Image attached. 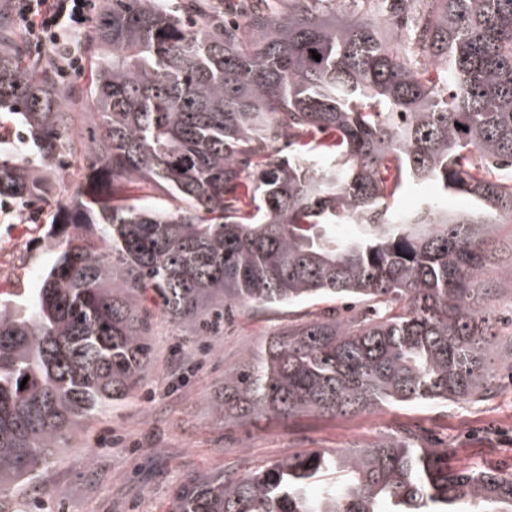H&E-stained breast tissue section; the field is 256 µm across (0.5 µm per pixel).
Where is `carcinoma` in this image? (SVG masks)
Masks as SVG:
<instances>
[{
	"label": "carcinoma",
	"mask_w": 512,
	"mask_h": 512,
	"mask_svg": "<svg viewBox=\"0 0 512 512\" xmlns=\"http://www.w3.org/2000/svg\"><path fill=\"white\" fill-rule=\"evenodd\" d=\"M81 42L67 82L0 14V111L22 140H0V201L50 214L59 248L35 292L0 301V495L136 389L150 303L205 333L233 308L332 302L224 373L215 412L242 424L471 402L492 358L512 368L481 280L512 220L494 173L512 169V0H250L232 20L217 0H105ZM424 182L437 197L396 206ZM147 185L172 203L137 204ZM169 512H512V473L408 434L189 476Z\"/></svg>",
	"instance_id": "cac0c4a2"
}]
</instances>
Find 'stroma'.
<instances>
[{"mask_svg": "<svg viewBox=\"0 0 512 512\" xmlns=\"http://www.w3.org/2000/svg\"><path fill=\"white\" fill-rule=\"evenodd\" d=\"M48 222L45 216L36 224L20 223L14 213L0 216V233L16 232L20 248L18 265L0 280V295L31 291L53 262L56 252L43 230ZM492 249L495 263L483 277L502 289L497 309L507 334L512 283L499 270L512 265V223L498 226ZM311 311L308 304L238 308L210 336L156 314L148 338L152 361L140 387L68 440L41 481L14 491L9 512H167L174 487L186 475L245 474L301 451L346 453L408 431L423 446L447 449L458 466L512 472L508 376L492 399L479 403L419 402L353 416L308 413L245 425L217 419L214 405L225 372Z\"/></svg>", "mask_w": 512, "mask_h": 512, "instance_id": "obj_1", "label": "stroma"}]
</instances>
